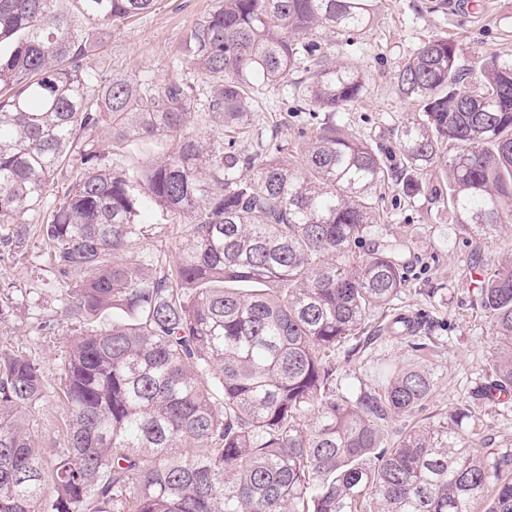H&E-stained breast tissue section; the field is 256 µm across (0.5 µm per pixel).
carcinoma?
<instances>
[{
  "instance_id": "1",
  "label": "carcinoma",
  "mask_w": 512,
  "mask_h": 512,
  "mask_svg": "<svg viewBox=\"0 0 512 512\" xmlns=\"http://www.w3.org/2000/svg\"><path fill=\"white\" fill-rule=\"evenodd\" d=\"M0 0V246L36 230L59 315L95 324L69 341L58 398L66 444L42 447L47 393L35 355L0 351V512H512V457L490 463L474 432L415 421L436 381L402 312L408 243L383 233L372 189L444 193L456 223L488 240L512 224V54L480 76L433 39L396 73L418 116L397 128L400 171L336 128L365 76L319 32L355 45L378 0H218L174 68L206 79L220 141L189 130L194 88L177 78L88 71L103 31L156 0ZM296 72L295 112L321 118L297 165L288 144L252 153L257 95ZM162 156L119 167L98 139ZM66 174L57 184L55 176ZM184 220L176 260L148 252L140 215ZM494 389L512 392V261L476 262ZM380 310L409 361L354 386L366 321Z\"/></svg>"
}]
</instances>
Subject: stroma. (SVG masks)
Listing matches in <instances>:
<instances>
[{
	"mask_svg": "<svg viewBox=\"0 0 512 512\" xmlns=\"http://www.w3.org/2000/svg\"><path fill=\"white\" fill-rule=\"evenodd\" d=\"M216 0H157L153 10L112 29L101 54L88 57L87 68L101 66L124 74L150 73L164 81L183 54L186 30L210 13ZM434 38H445L459 52L463 69L477 71L484 55L512 54V0H378L375 22L358 38L352 54L366 79L365 94L349 110L336 113L337 126L396 149V128L418 112L403 98L394 77L398 67ZM251 135L287 140L299 151L310 135L306 116L283 111L255 112ZM381 224L392 237L411 246L407 310L424 313L422 333L432 336L429 366L436 393L420 413L421 422L453 419L469 409L484 424L482 450L493 457L512 453V406L483 398L492 382L488 350L490 325L476 303L470 271L473 257L498 262L512 256V233L487 242H466L446 200L422 192L411 200L386 197ZM58 283L38 238L0 252V350L35 354L41 360L47 394L35 415L42 444H64V411L56 395L60 367L73 321L57 319ZM54 320L53 329L34 332L37 321Z\"/></svg>",
	"mask_w": 512,
	"mask_h": 512,
	"instance_id": "stroma-1",
	"label": "stroma"
}]
</instances>
